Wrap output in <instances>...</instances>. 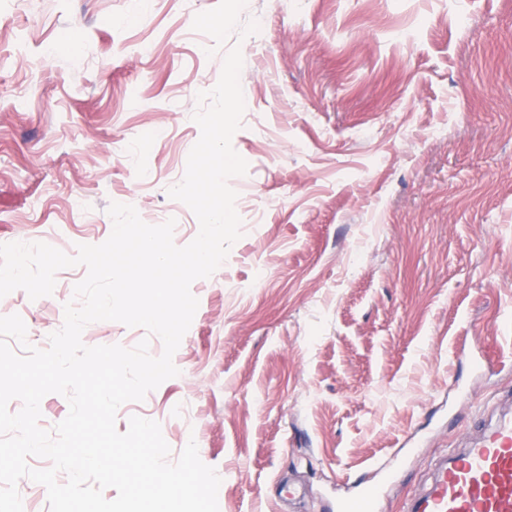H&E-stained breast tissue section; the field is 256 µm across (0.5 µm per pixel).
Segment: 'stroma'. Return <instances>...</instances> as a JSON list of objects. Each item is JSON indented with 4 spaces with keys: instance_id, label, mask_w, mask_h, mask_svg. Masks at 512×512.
<instances>
[{
    "instance_id": "1",
    "label": "stroma",
    "mask_w": 512,
    "mask_h": 512,
    "mask_svg": "<svg viewBox=\"0 0 512 512\" xmlns=\"http://www.w3.org/2000/svg\"><path fill=\"white\" fill-rule=\"evenodd\" d=\"M219 0H0V244L103 243L110 203L174 242L169 197L223 56L192 28ZM232 144L241 238L208 278L178 376L123 404L179 455L195 440L219 512H336L382 484L399 512L431 460L512 413V0H247ZM86 275L18 289L47 348ZM157 336L115 321L85 345Z\"/></svg>"
}]
</instances>
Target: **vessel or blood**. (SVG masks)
<instances>
[{"instance_id":"b4317fda","label":"vessel or blood","mask_w":512,"mask_h":512,"mask_svg":"<svg viewBox=\"0 0 512 512\" xmlns=\"http://www.w3.org/2000/svg\"><path fill=\"white\" fill-rule=\"evenodd\" d=\"M400 512H512V416L467 448H447L425 492Z\"/></svg>"}]
</instances>
